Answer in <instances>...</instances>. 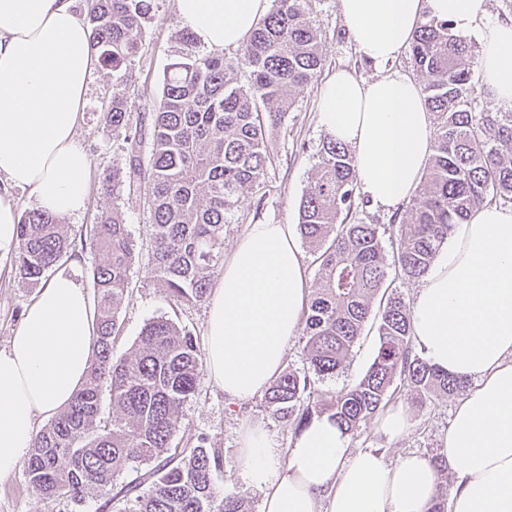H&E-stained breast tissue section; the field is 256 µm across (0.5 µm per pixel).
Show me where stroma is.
Wrapping results in <instances>:
<instances>
[{
    "label": "stroma",
    "instance_id": "35a3bbf8",
    "mask_svg": "<svg viewBox=\"0 0 512 512\" xmlns=\"http://www.w3.org/2000/svg\"><path fill=\"white\" fill-rule=\"evenodd\" d=\"M159 19L151 25L143 47L133 63L131 80H113L111 70L98 68L90 86L86 106L77 129V142L89 154L91 174L87 208L77 217L63 218L68 234L95 222L104 209L119 207L138 249L147 245L146 224L149 214L143 197L120 191L103 193L101 186L113 167L127 160L122 142L112 137L101 112L103 99L122 95L127 101L131 123H139L162 90L164 72L175 57L179 45L176 35L181 30L176 0H159ZM312 18L319 27L325 62L318 80L295 98V103L280 125L269 131L266 147L271 157L258 186L226 216L224 248L232 250L237 239L251 224H296L297 206L307 190L317 157L318 145L325 131L319 122L322 95L327 79L339 69L370 81L393 71L415 75L409 51H402L392 63L377 65L365 60L349 42L346 24L338 9V0H313ZM131 284L120 309L121 334L113 347L114 357L128 354L145 323L158 316H168L186 325L197 338L206 336V304L170 305L161 285L152 277L146 259L136 261L130 274ZM33 288L22 287L12 271L11 257L0 258V348L7 345L24 308L36 296ZM378 344L374 327H366L361 340L347 360L342 374L330 380L326 388L340 392L360 378L372 362ZM455 398L436 399L430 407L413 405L410 396H401L397 404L407 414L405 431L391 437L382 433L378 420H371L364 437L351 441L352 448L367 446L379 449L388 460H396L409 451L434 455L448 430ZM183 427L204 433L208 446L224 460V485L240 491L249 501L252 512H261L262 494L248 486L240 472V428L244 420L264 422L270 437L280 447L291 445L295 438L287 423L275 420L263 398L243 405H229L224 395L208 379H201L198 392L179 414ZM28 486L24 471L0 481V512H41L45 507ZM51 512H73V504L61 499L47 505Z\"/></svg>",
    "mask_w": 512,
    "mask_h": 512
}]
</instances>
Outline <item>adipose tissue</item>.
I'll use <instances>...</instances> for the list:
<instances>
[{
  "mask_svg": "<svg viewBox=\"0 0 512 512\" xmlns=\"http://www.w3.org/2000/svg\"><path fill=\"white\" fill-rule=\"evenodd\" d=\"M269 0H176L204 48L245 44ZM358 52L396 58L431 19L477 33L493 103L512 104V19L488 0H338ZM96 53L73 0H0V179L43 209L87 206L90 158L76 141ZM320 123L347 144L363 194L389 209L409 201L431 153L419 86L393 72L365 81L341 70L325 85ZM71 260L39 289L0 348V479L28 458L41 422L83 387L95 350L96 304ZM309 302L302 252L289 225L251 224L224 261L207 309L205 372L227 403L261 395L283 368ZM416 346L471 387L435 456L388 462L352 449L323 414L290 447L259 423L241 432L245 482L262 512H430L441 492L436 459L455 472L450 512H512V207L485 205L454 225L411 308Z\"/></svg>",
  "mask_w": 512,
  "mask_h": 512,
  "instance_id": "ef3b65f1",
  "label": "adipose tissue"
}]
</instances>
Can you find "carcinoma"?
Returning <instances> with one entry per match:
<instances>
[{
	"label": "carcinoma",
	"instance_id": "obj_1",
	"mask_svg": "<svg viewBox=\"0 0 512 512\" xmlns=\"http://www.w3.org/2000/svg\"><path fill=\"white\" fill-rule=\"evenodd\" d=\"M312 0H273L243 49L249 81L239 86L222 52L201 54L185 29L147 121L129 123L126 101L112 96L103 108L112 137L123 142L128 163L112 168L106 190L145 191L150 226L148 267L173 304L200 303L224 265V217L264 176L268 127H276L295 95L324 66ZM87 24L104 67L121 81L157 0H86ZM473 47L446 20L416 31L411 60L424 79L422 93L435 117L431 154L409 201L406 223L384 245L380 225L345 222L356 207L357 172L349 148L324 136L298 226L317 266L316 288L304 314V363L288 368L264 392L278 421L300 432L327 414L350 437L406 386L419 406L453 397L468 381L430 365L415 350L410 310L389 281L424 277L448 233L486 201L512 203V107L477 110ZM101 255L92 271L97 296L96 351L86 384L71 404L39 430L24 472L44 501L66 498L115 502L119 512H250L247 499L224 488V461L201 433L183 429L179 413L195 395L200 347L192 331L171 318L151 319L133 351L113 357L119 312L136 263V244L117 207L99 213L87 231ZM75 243L60 217L39 207L22 212L14 270L22 286L39 283ZM378 347L366 372L330 395L321 383L338 376L369 319ZM112 410L101 417L103 380Z\"/></svg>",
	"mask_w": 512,
	"mask_h": 512
}]
</instances>
